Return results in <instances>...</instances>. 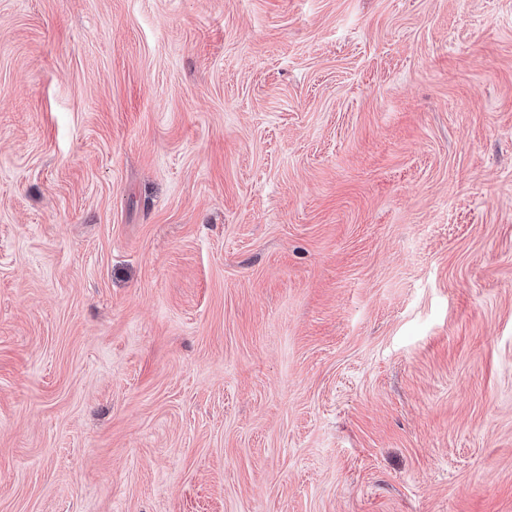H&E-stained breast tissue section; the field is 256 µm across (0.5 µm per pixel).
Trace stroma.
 I'll return each mask as SVG.
<instances>
[{
	"label": "stroma",
	"instance_id": "35a3bbf8",
	"mask_svg": "<svg viewBox=\"0 0 512 512\" xmlns=\"http://www.w3.org/2000/svg\"><path fill=\"white\" fill-rule=\"evenodd\" d=\"M0 512H512V0H0Z\"/></svg>",
	"mask_w": 512,
	"mask_h": 512
}]
</instances>
